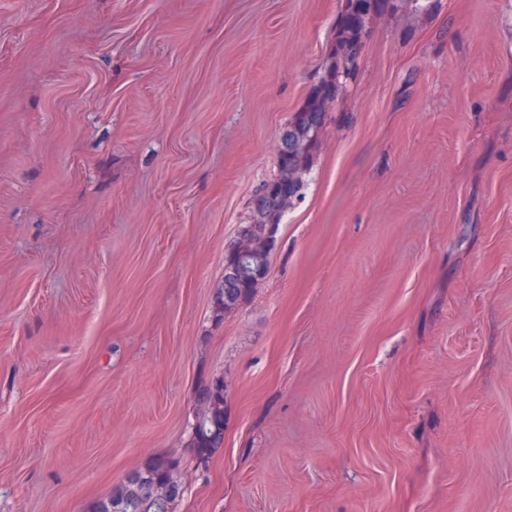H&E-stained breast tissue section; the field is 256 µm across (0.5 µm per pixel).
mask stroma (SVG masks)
Returning a JSON list of instances; mask_svg holds the SVG:
<instances>
[{"instance_id":"1","label":"stroma","mask_w":512,"mask_h":512,"mask_svg":"<svg viewBox=\"0 0 512 512\" xmlns=\"http://www.w3.org/2000/svg\"><path fill=\"white\" fill-rule=\"evenodd\" d=\"M341 6L0 0V512L157 456L173 512H512V0L371 21L269 276L218 302ZM201 406L196 414L193 427L192 447L203 459L219 447L218 439H214L215 425L224 424V392L214 398L208 395L199 401Z\"/></svg>"}]
</instances>
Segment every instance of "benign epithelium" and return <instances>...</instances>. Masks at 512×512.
I'll return each instance as SVG.
<instances>
[{
  "label": "benign epithelium",
  "instance_id": "7a95c632",
  "mask_svg": "<svg viewBox=\"0 0 512 512\" xmlns=\"http://www.w3.org/2000/svg\"><path fill=\"white\" fill-rule=\"evenodd\" d=\"M294 202V197L288 194V188L278 183L268 186L254 197L253 209L267 213L268 223L259 229L246 224L240 226L233 252L224 257L226 296L235 295L239 288H254L268 277L269 255L277 242L279 228L275 219ZM181 493L182 488L177 483L141 478L138 481V500L134 509L145 512L151 506L159 512L171 507Z\"/></svg>",
  "mask_w": 512,
  "mask_h": 512
}]
</instances>
